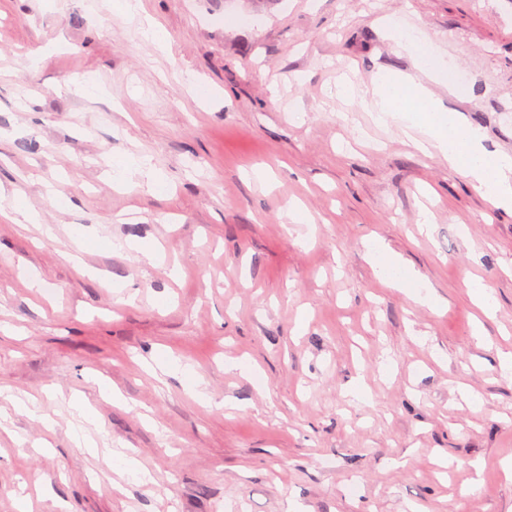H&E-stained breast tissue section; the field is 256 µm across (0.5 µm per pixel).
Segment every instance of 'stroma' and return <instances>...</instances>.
Segmentation results:
<instances>
[{"instance_id":"stroma-1","label":"stroma","mask_w":512,"mask_h":512,"mask_svg":"<svg viewBox=\"0 0 512 512\" xmlns=\"http://www.w3.org/2000/svg\"><path fill=\"white\" fill-rule=\"evenodd\" d=\"M125 2L0 0V194L39 217L0 223V512H512V213L358 97L417 72L396 18L512 155V0H141L163 54ZM384 28L387 37L395 42L401 52L410 54L417 60L419 71L432 81L443 80L448 62L440 55L428 58L420 53L419 46L423 43V38L414 27L407 26L398 19L389 18L385 21ZM369 254L380 268L382 277L393 288H418L415 279L400 264L399 260L384 256L381 244L372 245L369 248Z\"/></svg>"}]
</instances>
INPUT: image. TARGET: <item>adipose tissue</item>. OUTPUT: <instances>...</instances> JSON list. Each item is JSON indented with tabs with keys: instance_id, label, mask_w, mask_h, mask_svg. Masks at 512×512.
Segmentation results:
<instances>
[{
	"instance_id": "ef3b65f1",
	"label": "adipose tissue",
	"mask_w": 512,
	"mask_h": 512,
	"mask_svg": "<svg viewBox=\"0 0 512 512\" xmlns=\"http://www.w3.org/2000/svg\"><path fill=\"white\" fill-rule=\"evenodd\" d=\"M384 28L401 52L416 58L420 74L375 78L362 98L366 111L380 121L388 113L401 112L404 132L417 149L438 147L449 166L463 172L496 208L512 212V156L486 151L481 129L463 126L458 113L440 105L427 87L428 81H442L448 66L445 58L421 54L422 37L398 19H387Z\"/></svg>"
}]
</instances>
